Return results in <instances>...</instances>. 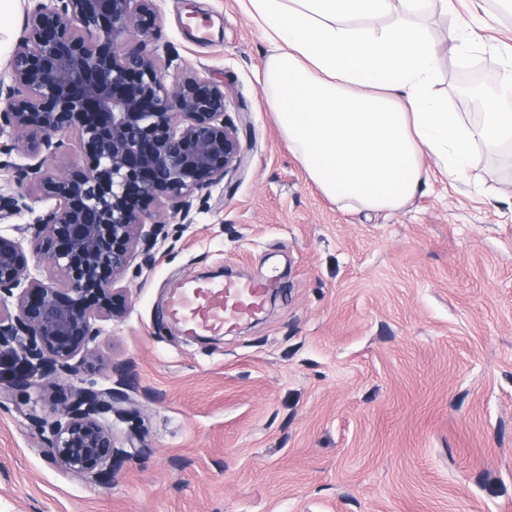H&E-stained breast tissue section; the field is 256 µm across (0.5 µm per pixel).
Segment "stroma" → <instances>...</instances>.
<instances>
[{
	"label": "stroma",
	"mask_w": 512,
	"mask_h": 512,
	"mask_svg": "<svg viewBox=\"0 0 512 512\" xmlns=\"http://www.w3.org/2000/svg\"><path fill=\"white\" fill-rule=\"evenodd\" d=\"M24 0H0V75ZM165 82L223 84L247 163L171 216L154 262L135 260L129 311L104 323V382L123 369L137 411L115 424L130 456L105 484L63 472L41 422L68 386L36 399L0 355V512H512V153L466 179L426 161L405 208H342L310 180L263 90L272 52L240 0H156ZM477 43L452 39L471 17ZM427 36L432 91L476 118L463 93L478 63L512 64V13L451 0ZM233 271L270 280L274 304L214 340L167 314L173 285Z\"/></svg>",
	"instance_id": "35a3bbf8"
}]
</instances>
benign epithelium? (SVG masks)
<instances>
[{"label":"benign epithelium","instance_id":"benign-epithelium-1","mask_svg":"<svg viewBox=\"0 0 512 512\" xmlns=\"http://www.w3.org/2000/svg\"><path fill=\"white\" fill-rule=\"evenodd\" d=\"M155 0H26L21 36L0 77V155L16 154L0 212L26 219L31 262L0 233V351L37 377L45 392L72 385L71 400L45 422L55 462L101 483L129 457L114 420L131 414L122 370L105 387L82 385L79 365L98 360L102 322L128 310L122 281L137 256L152 261L169 203L188 217L194 193L244 165L224 86L187 76L166 86V58L147 49ZM131 37L142 49L123 51ZM72 142L85 163L47 165ZM53 206L36 212L34 203Z\"/></svg>","mask_w":512,"mask_h":512}]
</instances>
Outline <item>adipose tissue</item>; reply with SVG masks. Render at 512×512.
Here are the masks:
<instances>
[{
	"instance_id": "ef3b65f1",
	"label": "adipose tissue",
	"mask_w": 512,
	"mask_h": 512,
	"mask_svg": "<svg viewBox=\"0 0 512 512\" xmlns=\"http://www.w3.org/2000/svg\"><path fill=\"white\" fill-rule=\"evenodd\" d=\"M432 0H245L274 46L264 91L288 145L341 207L397 211L428 180L460 178L479 151L512 146V70L471 124L430 92Z\"/></svg>"
}]
</instances>
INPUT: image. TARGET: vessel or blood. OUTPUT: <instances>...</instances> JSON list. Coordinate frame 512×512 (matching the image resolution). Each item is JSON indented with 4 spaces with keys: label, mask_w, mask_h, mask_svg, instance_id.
<instances>
[{
    "label": "vessel or blood",
    "mask_w": 512,
    "mask_h": 512,
    "mask_svg": "<svg viewBox=\"0 0 512 512\" xmlns=\"http://www.w3.org/2000/svg\"><path fill=\"white\" fill-rule=\"evenodd\" d=\"M265 296L260 282L182 284L170 291L169 314L187 335H220L261 313Z\"/></svg>",
    "instance_id": "vessel-or-blood-1"
}]
</instances>
